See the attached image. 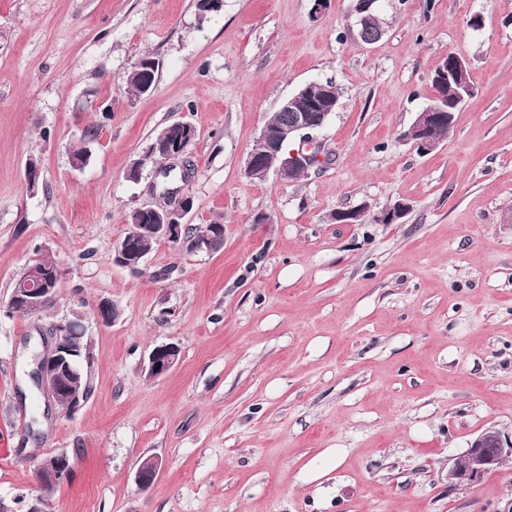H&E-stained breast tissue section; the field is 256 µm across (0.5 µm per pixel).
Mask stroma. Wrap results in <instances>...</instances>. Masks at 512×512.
Wrapping results in <instances>:
<instances>
[{
    "label": "stroma",
    "instance_id": "stroma-1",
    "mask_svg": "<svg viewBox=\"0 0 512 512\" xmlns=\"http://www.w3.org/2000/svg\"><path fill=\"white\" fill-rule=\"evenodd\" d=\"M356 4L223 0L202 18L195 0H0V512L39 494L47 512H512L511 462L472 486L448 478L483 430L512 435V0H377L372 44ZM144 53L162 66L136 96L122 78ZM451 53L474 94L422 155L401 134ZM329 79L325 163L250 179L266 118ZM178 120L197 130L187 176L148 164L128 180ZM167 187L192 197L190 223L223 222V248L161 241L141 272L115 265L126 215ZM397 200L408 213L380 223ZM364 201V223L334 221ZM43 256L55 305L6 316ZM75 311L92 396L73 414L33 406L30 352ZM169 343L178 363L149 379ZM327 448L341 466L299 480ZM61 451L74 473L42 492L34 466ZM148 457L162 467L142 489ZM179 348L175 344H165L154 348L148 357L146 366L149 378H160L166 375L178 362ZM160 364V367H157Z\"/></svg>",
    "mask_w": 512,
    "mask_h": 512
}]
</instances>
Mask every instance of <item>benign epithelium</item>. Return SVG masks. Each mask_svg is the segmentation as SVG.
I'll use <instances>...</instances> for the list:
<instances>
[{
	"label": "benign epithelium",
	"instance_id": "benign-epithelium-1",
	"mask_svg": "<svg viewBox=\"0 0 512 512\" xmlns=\"http://www.w3.org/2000/svg\"><path fill=\"white\" fill-rule=\"evenodd\" d=\"M435 79L438 83L451 82L473 94L468 62L457 55L445 58ZM322 91L323 96L313 97L305 85L282 102L280 110L287 113L286 122L275 129L263 126L260 140L266 143V151L262 155H249L247 172L263 180L273 174L280 182L288 183L296 173L306 174L322 162V146L316 134L325 127L337 104L336 88L324 85ZM451 116L447 105L439 101L431 104L417 114L405 137L419 153L427 154L435 149L432 132L448 123ZM167 192L174 197V202L165 214L155 216L153 224L131 225L117 240L113 253L116 265L133 272L142 270L143 259L132 254V244L142 234H152L169 242L185 240L195 250L215 251V243L224 235V229L213 227L195 237L185 238L183 232L188 225L185 218L191 212V197L181 193L179 188H169ZM407 211L408 205L399 200L382 212L380 223L397 224ZM368 212L369 206L362 204L357 208L336 211L334 219L340 224H361ZM29 271L30 278L14 290L10 302L19 310L32 313L39 306L55 300L59 274H50L37 264L31 265ZM70 335L71 320L64 319L53 324L49 333L40 337L31 354V376L38 393L50 403L56 402L59 392H68L69 408L66 412L72 414L86 404L87 396L81 389V361L71 347ZM178 359L179 348L175 344L154 348L146 366L148 377L154 379L166 375ZM511 460L512 439L507 440L498 430L490 428L480 434L456 461L450 478L457 485L472 486L485 473ZM37 469L42 481L62 482L73 470V465L67 453L56 452L45 456L37 464ZM160 469L161 461L158 459L143 460L136 471L138 485L146 487L151 484Z\"/></svg>",
	"mask_w": 512,
	"mask_h": 512
}]
</instances>
